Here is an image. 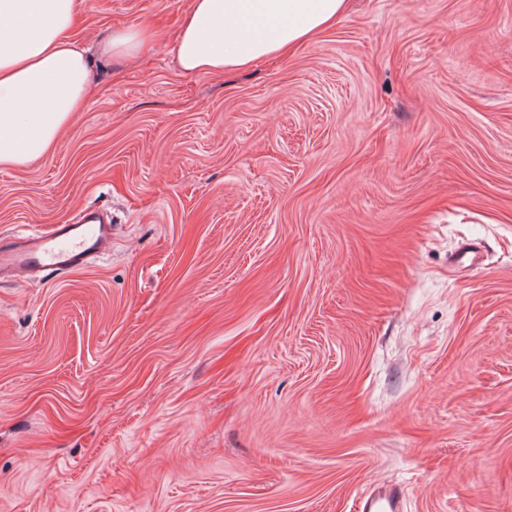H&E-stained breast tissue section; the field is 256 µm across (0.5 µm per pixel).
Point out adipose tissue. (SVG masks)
Masks as SVG:
<instances>
[{
	"label": "adipose tissue",
	"mask_w": 512,
	"mask_h": 512,
	"mask_svg": "<svg viewBox=\"0 0 512 512\" xmlns=\"http://www.w3.org/2000/svg\"><path fill=\"white\" fill-rule=\"evenodd\" d=\"M350 0H190L175 53L188 73H221L294 55L333 30ZM78 0H0V165L53 150L94 91L74 32ZM156 43L147 26L116 29L103 54L140 56Z\"/></svg>",
	"instance_id": "ef3b65f1"
}]
</instances>
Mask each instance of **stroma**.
<instances>
[{
  "label": "stroma",
  "instance_id": "obj_1",
  "mask_svg": "<svg viewBox=\"0 0 512 512\" xmlns=\"http://www.w3.org/2000/svg\"><path fill=\"white\" fill-rule=\"evenodd\" d=\"M188 3L81 0L95 93L0 167V235L114 228L0 283V512H512V0H353L220 74ZM156 43L155 32L148 26L122 27L112 33L111 40L101 52L112 59L140 56ZM112 243V224L80 211L70 224H52L24 236H0V279L49 282L82 269ZM402 507L399 488L390 486L363 498L359 504V512H401Z\"/></svg>",
  "mask_w": 512,
  "mask_h": 512
}]
</instances>
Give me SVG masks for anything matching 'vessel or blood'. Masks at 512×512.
Instances as JSON below:
<instances>
[{"mask_svg":"<svg viewBox=\"0 0 512 512\" xmlns=\"http://www.w3.org/2000/svg\"><path fill=\"white\" fill-rule=\"evenodd\" d=\"M111 243V224L85 211L69 224L24 236H0V279L53 281L82 269L91 258L106 253ZM402 507L399 488L390 486L363 498L359 512H402Z\"/></svg>","mask_w":512,"mask_h":512,"instance_id":"b4317fda","label":"vessel or blood"}]
</instances>
